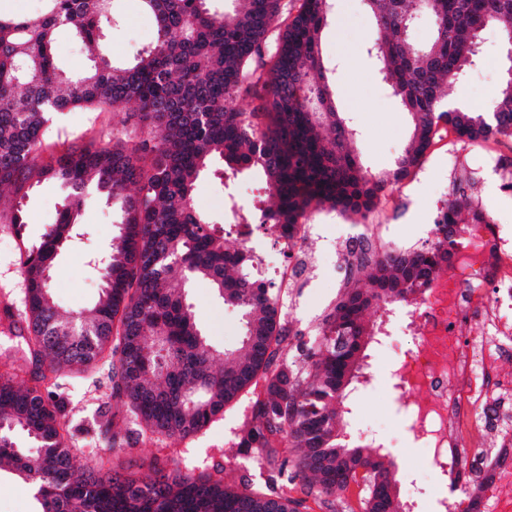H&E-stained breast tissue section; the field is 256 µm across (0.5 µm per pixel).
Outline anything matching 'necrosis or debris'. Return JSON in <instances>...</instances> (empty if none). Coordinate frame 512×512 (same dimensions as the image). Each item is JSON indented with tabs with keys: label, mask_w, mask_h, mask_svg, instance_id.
<instances>
[{
	"label": "necrosis or debris",
	"mask_w": 512,
	"mask_h": 512,
	"mask_svg": "<svg viewBox=\"0 0 512 512\" xmlns=\"http://www.w3.org/2000/svg\"><path fill=\"white\" fill-rule=\"evenodd\" d=\"M317 224L299 225L275 247L242 234L261 273L279 276L285 309L311 261ZM403 323L411 351L391 369L397 405L414 440L428 448V465L453 463L435 512H456L460 493L474 512H512V229L489 214L466 224L453 267H440L413 298ZM491 453L480 454L486 439Z\"/></svg>",
	"instance_id": "4bbe7bcc"
}]
</instances>
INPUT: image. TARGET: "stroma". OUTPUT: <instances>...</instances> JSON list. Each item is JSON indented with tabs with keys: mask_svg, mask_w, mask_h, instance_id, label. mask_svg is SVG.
<instances>
[{
	"mask_svg": "<svg viewBox=\"0 0 512 512\" xmlns=\"http://www.w3.org/2000/svg\"><path fill=\"white\" fill-rule=\"evenodd\" d=\"M122 23L107 32L104 43L111 57L123 61L150 45L156 37L153 15L144 10L139 0H122ZM378 31L364 0H335L332 16L321 34L324 58L337 61L333 76L336 106L343 117L357 130L351 147L361 157L368 170L377 172L392 167L407 146L411 133L410 116L403 112L388 87L377 76L365 52L366 44ZM485 61L495 58L496 66L474 67L466 78L451 87L449 97L461 104L479 107L485 104L491 91L503 77L502 62L506 50L495 32H488L481 42ZM112 127L108 112H68L61 115L44 142L45 154H52L58 139L82 145L105 140ZM458 154L460 165L469 169V193L500 224L512 227V193L501 190L495 175L497 167H512V137L499 136L471 143L455 134L439 131L418 167L393 185L382 207L387 208L395 228L394 243L419 238L422 224L428 223L436 201L444 199L454 184L448 159ZM240 205L271 206L272 200L263 181L244 174L234 183L233 195L210 178L199 180L193 200L195 207L207 214L215 224H223L229 197ZM63 199V190L55 182L35 184L22 202L11 195L0 196V206H21L26 224L23 238L39 242L54 224ZM119 210L101 197H93L82 208L78 222L81 240L61 250L52 267L53 293L62 314L73 315L88 307L98 297L100 271L90 263L94 254L106 253L116 233ZM20 238V239H23ZM19 238L0 225V303L20 302L24 295V279L19 263ZM315 288H303L304 303L289 313L293 330L286 344L295 346L306 339L317 321L330 312L340 293L334 279L336 271L331 257L322 255L319 246H312ZM188 300L210 343L216 350L234 347L242 334L240 318L233 309L218 300L209 284L193 282ZM401 307L374 308L367 321L376 336L366 349L364 372L367 382L353 393L348 412L339 424L346 438L360 442L361 430L378 431L379 454L393 463V475L399 498L408 499L412 512H431L439 489L437 475L426 465L425 449L417 447L406 433L402 418L394 411L390 387L392 380L388 363L396 353L409 345L401 329ZM112 386L109 371L103 370L86 379L70 380L67 388L70 400L69 416L81 421L103 406ZM249 398L225 408L224 414L207 430L180 441L183 463L200 472L221 464L228 481H239L242 474L252 472L251 464L226 458L238 426L249 410Z\"/></svg>",
	"mask_w": 512,
	"mask_h": 512,
	"instance_id": "stroma-1",
	"label": "stroma"
}]
</instances>
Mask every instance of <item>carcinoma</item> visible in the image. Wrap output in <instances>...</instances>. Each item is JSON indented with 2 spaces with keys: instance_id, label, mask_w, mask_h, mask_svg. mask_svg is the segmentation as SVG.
Masks as SVG:
<instances>
[{
  "instance_id": "1",
  "label": "carcinoma",
  "mask_w": 512,
  "mask_h": 512,
  "mask_svg": "<svg viewBox=\"0 0 512 512\" xmlns=\"http://www.w3.org/2000/svg\"><path fill=\"white\" fill-rule=\"evenodd\" d=\"M40 12L0 11V189L17 205L0 210L24 239L19 202L34 184L66 190L56 224L20 265L24 310L5 303L0 325L19 332L20 351L0 371V472L28 482L35 512H301L308 498L334 512L357 476L360 512H401L392 463L338 431L373 336L365 311L408 302L459 243L457 226L475 213L472 196L448 200L437 241L391 249L364 266L365 282L347 283L309 340L287 350L291 329L280 288L257 274L245 246L231 250L234 224H254L258 209L232 203L218 228L193 205L197 181L214 159L225 189L258 172L274 205L261 224L292 232L313 207L359 214L410 175L440 125L471 142L512 136V78L488 105L442 108L447 88L479 60L483 33L512 35V0H365L384 32L366 47L377 73L412 121L408 147L384 171L367 170L348 148L355 130L336 109L335 65L321 52L333 0H139L155 17L156 38L119 62L102 38L120 24L121 0H42ZM434 24L425 43L411 30ZM68 29L92 65L67 74L52 58L55 34ZM264 91L258 108L244 97ZM112 113V138L41 158L48 130L65 112ZM328 120L329 135L322 134ZM91 195L118 200L122 219L105 257L95 304L64 318L51 292V268L62 246L79 236L76 221ZM205 280L239 311L243 332L222 354L197 322L186 290ZM103 364L112 373V407L90 427L66 415L60 375ZM48 365L49 373L41 371ZM33 366L34 384L17 385ZM245 390L250 412L228 448L261 470L224 482V467L195 474L174 465L144 482L125 471L151 435L182 441L210 427ZM98 433V463L77 473L78 438ZM295 449L288 458L284 449Z\"/></svg>"
}]
</instances>
